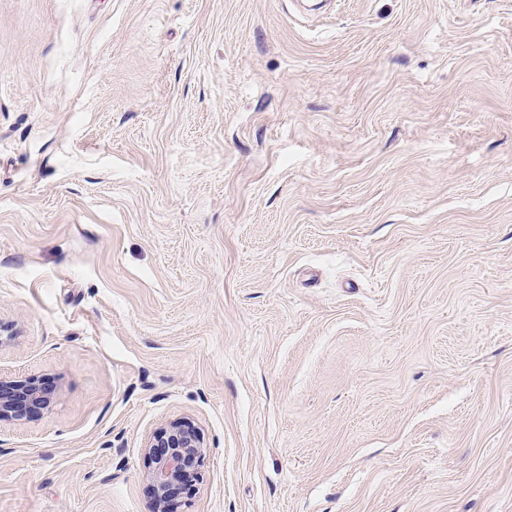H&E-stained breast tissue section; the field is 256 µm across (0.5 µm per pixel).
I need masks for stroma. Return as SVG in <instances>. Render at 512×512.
<instances>
[{
  "instance_id": "35a3bbf8",
  "label": "stroma",
  "mask_w": 512,
  "mask_h": 512,
  "mask_svg": "<svg viewBox=\"0 0 512 512\" xmlns=\"http://www.w3.org/2000/svg\"><path fill=\"white\" fill-rule=\"evenodd\" d=\"M0 512H512V0H0ZM53 398L54 388L44 378L0 375V422L38 418L49 410ZM202 430L188 419L169 422L145 445L151 512H177L201 477L206 456Z\"/></svg>"
}]
</instances>
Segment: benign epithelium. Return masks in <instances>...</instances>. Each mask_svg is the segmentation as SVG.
I'll list each match as a JSON object with an SVG mask.
<instances>
[{"instance_id": "1", "label": "benign epithelium", "mask_w": 512, "mask_h": 512, "mask_svg": "<svg viewBox=\"0 0 512 512\" xmlns=\"http://www.w3.org/2000/svg\"><path fill=\"white\" fill-rule=\"evenodd\" d=\"M54 388L37 376L0 375V422L28 421L51 407ZM206 456L202 430L188 419L168 423L145 445L150 512H177L201 477Z\"/></svg>"}]
</instances>
